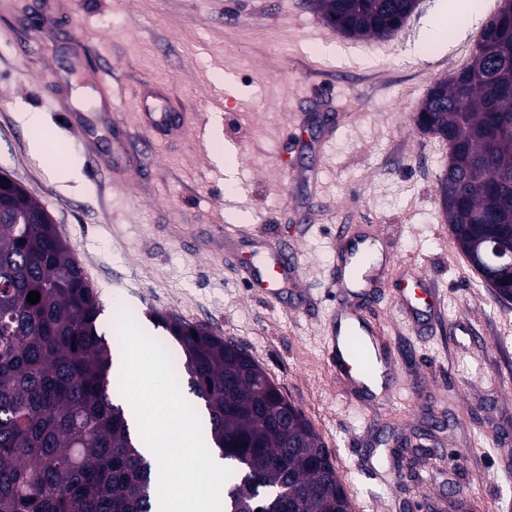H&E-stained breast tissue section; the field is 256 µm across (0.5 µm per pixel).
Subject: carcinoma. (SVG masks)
Instances as JSON below:
<instances>
[{"instance_id": "cac0c4a2", "label": "carcinoma", "mask_w": 512, "mask_h": 512, "mask_svg": "<svg viewBox=\"0 0 512 512\" xmlns=\"http://www.w3.org/2000/svg\"><path fill=\"white\" fill-rule=\"evenodd\" d=\"M313 2L349 38L388 39L415 8L414 0ZM412 119L448 144L438 193L463 256L474 262L489 236L512 247V11L486 19L470 60L433 84ZM3 184L0 512H155L158 476L111 384L93 290L45 207L10 177ZM475 270L488 288L512 282V269ZM31 291L39 302H28ZM162 324L232 470L224 512H352L312 423L244 347L202 325Z\"/></svg>"}]
</instances>
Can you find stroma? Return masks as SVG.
<instances>
[{
    "label": "stroma",
    "instance_id": "1",
    "mask_svg": "<svg viewBox=\"0 0 512 512\" xmlns=\"http://www.w3.org/2000/svg\"><path fill=\"white\" fill-rule=\"evenodd\" d=\"M441 4L419 0L381 41L336 35L310 0H0V172L52 216L101 306L99 333L113 340L125 312L172 357L162 315L233 338L312 422L353 512H512V302L456 247L438 197L448 147L412 120L501 0L445 16ZM330 43L333 61L317 52ZM144 86L188 115L148 153ZM28 109L47 116L40 156L17 120ZM328 124L336 138L316 150ZM214 130L234 171L208 155ZM340 226L393 256L367 306L397 367L378 415L325 355ZM286 239L299 282L275 298L238 265ZM419 273L437 290L430 332L397 305Z\"/></svg>",
    "mask_w": 512,
    "mask_h": 512
}]
</instances>
